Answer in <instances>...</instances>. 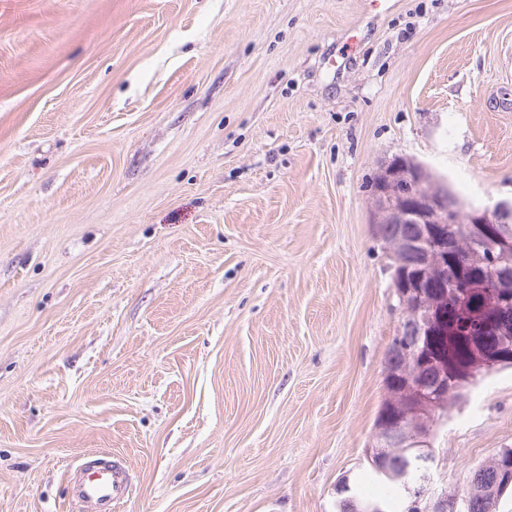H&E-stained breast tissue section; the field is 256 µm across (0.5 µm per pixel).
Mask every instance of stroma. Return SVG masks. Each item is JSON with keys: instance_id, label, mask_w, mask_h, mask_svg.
I'll list each match as a JSON object with an SVG mask.
<instances>
[{"instance_id": "obj_1", "label": "stroma", "mask_w": 512, "mask_h": 512, "mask_svg": "<svg viewBox=\"0 0 512 512\" xmlns=\"http://www.w3.org/2000/svg\"><path fill=\"white\" fill-rule=\"evenodd\" d=\"M512 198V0H0V512H336L399 325L382 162ZM512 448V368L431 439ZM130 490L127 467L120 460L107 457L83 462L71 485L72 497L84 512H109L104 507L128 496Z\"/></svg>"}]
</instances>
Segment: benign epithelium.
<instances>
[{"label": "benign epithelium", "instance_id": "benign-epithelium-1", "mask_svg": "<svg viewBox=\"0 0 512 512\" xmlns=\"http://www.w3.org/2000/svg\"><path fill=\"white\" fill-rule=\"evenodd\" d=\"M432 174L423 164L406 158L384 162L376 174L373 188L372 223L375 235L382 238L387 224H416L418 238L398 236L392 240L396 253L416 255V271L410 276L392 280L398 299L401 324L416 341L443 333L448 340H466L471 358L458 365L445 358L425 357L414 368L406 382V396L394 405L395 416L377 427V434L390 448L414 449L423 457L430 448V438L442 423L438 416V396L445 393L448 382L474 383L484 373L500 365L497 350L489 348L486 337L497 336L504 344L512 341V234L501 229L512 223V199L485 208L463 209L453 204L443 191L429 188ZM464 224L470 231V248L462 269L451 288L432 292L424 282L437 276L445 267L446 240L425 246L434 238L435 227ZM492 263L490 274H477L481 265ZM482 297L478 311L471 301ZM460 310L461 320L447 325L442 314L449 302ZM436 378L433 387L426 386L427 377ZM410 463L400 461L394 468L378 465L376 470L404 483L408 495L406 512H448V494L431 491V476L410 482ZM512 484V470L506 480L492 484L469 483L468 493L496 497Z\"/></svg>", "mask_w": 512, "mask_h": 512}]
</instances>
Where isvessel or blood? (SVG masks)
Instances as JSON below:
<instances>
[{"mask_svg":"<svg viewBox=\"0 0 512 512\" xmlns=\"http://www.w3.org/2000/svg\"><path fill=\"white\" fill-rule=\"evenodd\" d=\"M130 490L127 467L109 458L83 462L71 485L72 497L83 512H108L112 502L128 496Z\"/></svg>","mask_w":512,"mask_h":512,"instance_id":"obj_1","label":"vessel or blood"}]
</instances>
